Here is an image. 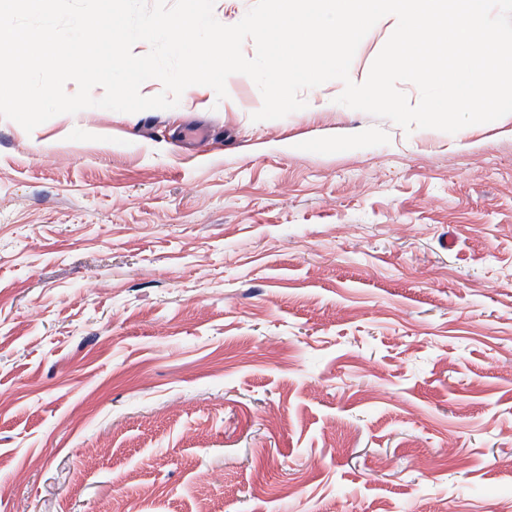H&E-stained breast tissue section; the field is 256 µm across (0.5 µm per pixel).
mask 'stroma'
<instances>
[{"instance_id": "35a3bbf8", "label": "stroma", "mask_w": 512, "mask_h": 512, "mask_svg": "<svg viewBox=\"0 0 512 512\" xmlns=\"http://www.w3.org/2000/svg\"><path fill=\"white\" fill-rule=\"evenodd\" d=\"M226 87L0 119V512H512V117Z\"/></svg>"}]
</instances>
